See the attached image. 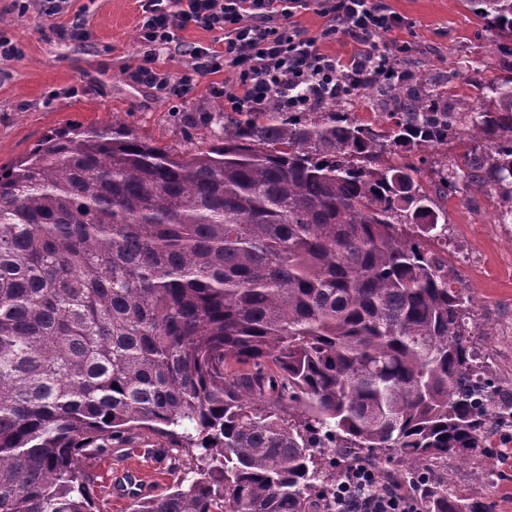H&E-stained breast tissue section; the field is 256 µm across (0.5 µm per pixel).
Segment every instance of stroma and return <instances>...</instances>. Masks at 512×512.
Returning a JSON list of instances; mask_svg holds the SVG:
<instances>
[{
	"label": "stroma",
	"instance_id": "1",
	"mask_svg": "<svg viewBox=\"0 0 512 512\" xmlns=\"http://www.w3.org/2000/svg\"><path fill=\"white\" fill-rule=\"evenodd\" d=\"M403 17V27L376 39L378 49L406 57L410 79L426 78L472 105L485 103L480 81L494 78L492 35L464 0H383ZM88 38H61L75 14ZM137 0H72L54 16L30 8L18 16L15 0H0V37L17 41L20 55L0 60V166L20 160L46 134L74 126H108L118 120L159 145L205 146L221 129L215 122L222 100L200 82L183 99L165 97L138 84L140 62ZM448 230L475 253L478 265L461 270L480 331L474 344L489 356L488 376L512 383V224L498 223L500 199L490 190L449 194ZM160 437L143 431L113 444L104 467L161 469L147 496L168 491L180 476L169 460L155 455ZM451 491L477 498L487 512H512V447L477 448L452 455L439 468Z\"/></svg>",
	"mask_w": 512,
	"mask_h": 512
}]
</instances>
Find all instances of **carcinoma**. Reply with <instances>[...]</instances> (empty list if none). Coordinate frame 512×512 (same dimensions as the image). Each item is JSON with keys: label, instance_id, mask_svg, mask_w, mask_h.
Wrapping results in <instances>:
<instances>
[{"label": "carcinoma", "instance_id": "1", "mask_svg": "<svg viewBox=\"0 0 512 512\" xmlns=\"http://www.w3.org/2000/svg\"><path fill=\"white\" fill-rule=\"evenodd\" d=\"M464 2L490 107L372 78L370 121L271 103L180 152L114 122L0 166V512H99L91 465L142 430L191 478L133 512H323L338 449L404 476L486 447L512 402L476 396L436 199L512 200V0ZM463 132L430 192L425 153ZM415 495L485 512L442 476Z\"/></svg>", "mask_w": 512, "mask_h": 512}]
</instances>
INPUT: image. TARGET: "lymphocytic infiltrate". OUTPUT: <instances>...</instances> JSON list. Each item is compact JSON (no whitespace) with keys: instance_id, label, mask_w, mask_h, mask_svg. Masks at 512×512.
Instances as JSON below:
<instances>
[{"instance_id":"f902f5d3","label":"lymphocytic infiltrate","mask_w":512,"mask_h":512,"mask_svg":"<svg viewBox=\"0 0 512 512\" xmlns=\"http://www.w3.org/2000/svg\"><path fill=\"white\" fill-rule=\"evenodd\" d=\"M310 0H141L138 24L142 63L137 82L179 99L201 78L231 72V87L215 83L212 94L229 112H259L269 100L281 111L303 112L349 95L370 69L392 77L390 57L372 48L374 34L391 32L403 20L378 0H333L322 5L329 18L319 38L305 37L293 22ZM221 33L223 48L182 43L178 33L189 26ZM347 36L366 49L342 61L322 53L318 40ZM189 58L181 77L160 70V54ZM326 512H419L416 496L383 478L371 464L345 467L327 500Z\"/></svg>"}]
</instances>
